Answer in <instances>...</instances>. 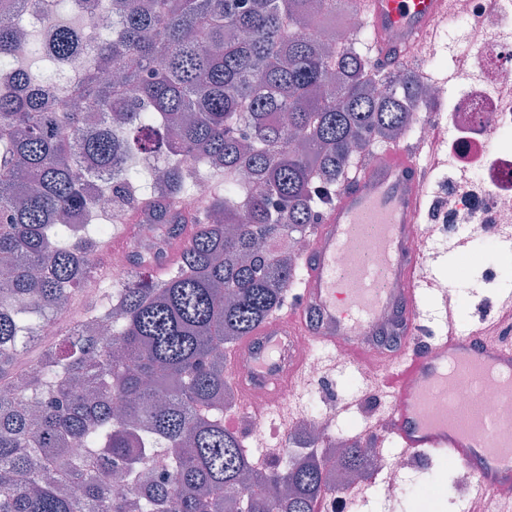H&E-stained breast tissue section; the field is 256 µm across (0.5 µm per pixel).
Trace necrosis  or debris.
Instances as JSON below:
<instances>
[{
	"label": "necrosis or debris",
	"instance_id": "obj_1",
	"mask_svg": "<svg viewBox=\"0 0 512 512\" xmlns=\"http://www.w3.org/2000/svg\"><path fill=\"white\" fill-rule=\"evenodd\" d=\"M449 26L480 25L482 37L469 66L457 77L445 108L437 118L417 116L414 131L419 139L432 136L440 125L439 147L448 157V180L436 197L438 222L452 238L473 236L479 225L496 226L498 234L512 235V0H500L495 16L484 12L485 0H455ZM224 421L243 426L248 450L264 456L268 449L292 454L301 441L318 437L319 448L337 441L356 442L369 431L362 424L345 431L336 412L311 411L298 391L284 398L297 409L289 423L262 402L243 403L235 387H228ZM409 484L405 462L387 448H372L370 462L359 479L348 481L329 470L327 489L318 512H362L375 492H382V512H391V501Z\"/></svg>",
	"mask_w": 512,
	"mask_h": 512
}]
</instances>
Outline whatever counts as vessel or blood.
<instances>
[{
	"label": "vessel or blood",
	"instance_id": "vessel-or-blood-1",
	"mask_svg": "<svg viewBox=\"0 0 512 512\" xmlns=\"http://www.w3.org/2000/svg\"><path fill=\"white\" fill-rule=\"evenodd\" d=\"M452 2L362 0L375 61L393 65L410 43H432ZM425 146L388 148L382 162H368L337 192L313 228L298 287L242 339L231 374L244 401L264 400L290 418L283 390L309 385L306 362L290 347L310 339L329 373L358 374L367 389L390 395V408L373 425L376 445H394L411 464L435 457L457 463L468 512H482L483 503L512 489V290L459 328L422 220L436 212L418 190L430 175L420 162ZM380 272L387 287L375 285ZM457 380L500 394L502 407L450 402L448 387Z\"/></svg>",
	"mask_w": 512,
	"mask_h": 512
}]
</instances>
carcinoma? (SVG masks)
Listing matches in <instances>:
<instances>
[{
  "mask_svg": "<svg viewBox=\"0 0 512 512\" xmlns=\"http://www.w3.org/2000/svg\"><path fill=\"white\" fill-rule=\"evenodd\" d=\"M351 2L112 0V28L50 100L15 53L25 0H0V390L16 391L0 398V512H317L328 465L364 471L359 444L245 483L254 464L224 428L216 356L282 305L299 266L286 241L310 235L373 140L413 132L412 75L313 33ZM80 46L81 30L56 22L44 53L60 65ZM164 145L158 184L147 161ZM114 172L112 224L149 213L162 245L129 255L120 288L41 345L111 234L89 177ZM205 173L224 192L191 204ZM91 321L111 339L89 337ZM116 462L141 496L103 493Z\"/></svg>",
  "mask_w": 512,
  "mask_h": 512,
  "instance_id": "carcinoma-1",
  "label": "carcinoma"
}]
</instances>
